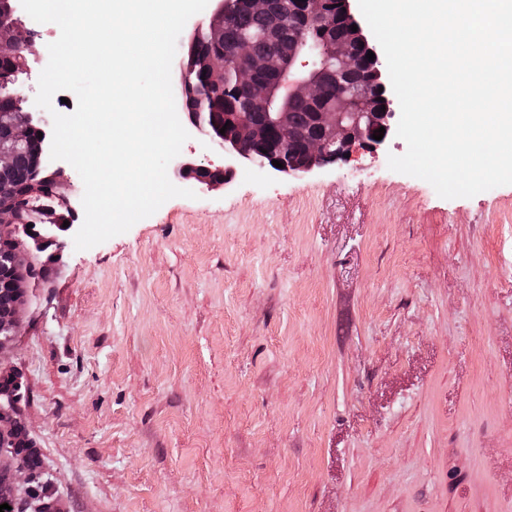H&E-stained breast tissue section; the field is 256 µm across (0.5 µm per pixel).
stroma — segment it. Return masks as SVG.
<instances>
[{
	"mask_svg": "<svg viewBox=\"0 0 512 512\" xmlns=\"http://www.w3.org/2000/svg\"><path fill=\"white\" fill-rule=\"evenodd\" d=\"M406 150L50 228L0 354L49 479L1 449L15 512H512V185L443 199Z\"/></svg>",
	"mask_w": 512,
	"mask_h": 512,
	"instance_id": "stroma-1",
	"label": "stroma"
}]
</instances>
